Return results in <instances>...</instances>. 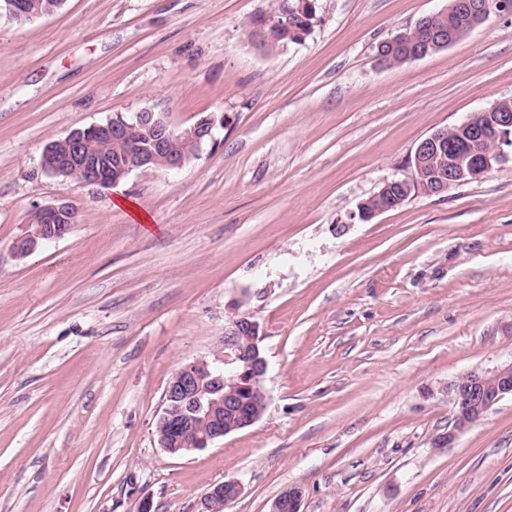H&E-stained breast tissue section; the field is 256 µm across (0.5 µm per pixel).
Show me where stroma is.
<instances>
[{"instance_id": "obj_1", "label": "stroma", "mask_w": 512, "mask_h": 512, "mask_svg": "<svg viewBox=\"0 0 512 512\" xmlns=\"http://www.w3.org/2000/svg\"><path fill=\"white\" fill-rule=\"evenodd\" d=\"M276 0H64L0 15V512H512V397L450 447L448 384L512 361V160L368 222L425 137L512 98V14L389 67L378 43L448 0H318L267 55ZM151 111L223 118L216 144L115 185L43 173L72 130ZM58 241L11 254L37 207ZM265 332L267 406L183 456L158 445L164 389L232 324ZM25 5V11L34 18L49 15L58 10L61 5L60 2L63 0H23ZM22 5L17 3L11 8V18L18 20H26L28 14L21 9ZM34 18H30L33 20ZM29 20V21H30ZM288 14L276 17L277 10L285 5L280 2L272 11L260 12L264 14L265 22L250 23L248 34L250 41L259 49L265 50L262 44L269 40L270 31H273V39L266 45V51L280 50L292 44H301L311 34L317 19L316 0H287ZM254 15V16H256ZM253 16V17H254ZM252 17V18H253ZM35 214L39 224H29L27 231L12 245V251L18 258L27 256L43 242L64 238L73 224H78L80 217L79 208L70 202L40 206ZM242 493V486L238 481L228 480L213 486L203 498L202 512H222L224 507L236 501Z\"/></svg>"}]
</instances>
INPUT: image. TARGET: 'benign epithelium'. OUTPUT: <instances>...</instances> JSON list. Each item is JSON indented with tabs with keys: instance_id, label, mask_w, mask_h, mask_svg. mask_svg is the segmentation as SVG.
Listing matches in <instances>:
<instances>
[{
	"instance_id": "obj_1",
	"label": "benign epithelium",
	"mask_w": 512,
	"mask_h": 512,
	"mask_svg": "<svg viewBox=\"0 0 512 512\" xmlns=\"http://www.w3.org/2000/svg\"><path fill=\"white\" fill-rule=\"evenodd\" d=\"M458 7L479 21L492 13H509L512 3L508 0H459ZM265 22L250 24V41L257 47L268 42L270 31L278 24L277 10L264 12ZM484 124L477 127L469 119L453 127L462 142L455 145L459 159L452 161L447 173L434 175L432 188L416 175L413 168L402 178L384 182L383 189L395 183L412 182L416 192L440 195L452 185L476 178L509 156L512 148V113L483 112ZM123 117L112 119V124H95L85 129H76L50 142L43 151L42 167L51 168L54 176L64 177L69 169L78 166L85 174L86 181L106 185L117 183L132 171L152 164H163L170 170L183 168L199 155L203 144L215 140V130L224 125V119L206 116L189 127L179 128L150 111L136 113L133 123L142 127L154 137V148L145 154L132 147L116 165L102 164L95 156L84 151L86 138L101 130L120 132ZM494 131L490 150L483 160L464 165L467 158L466 146L470 142L484 139L487 130ZM193 143L195 151L189 155L171 156L166 143L173 135ZM445 134L434 132L424 138L416 147L415 155L435 150L444 141ZM39 223L28 225L27 231L18 237L12 251L23 258L41 243L65 237L71 227L79 222V208L70 202L40 206L35 210ZM265 333L260 324L249 315H243L233 323L228 336L224 337L223 356L212 361H196L178 369L169 380L163 395V404L158 422L165 431L157 437L164 452L181 456L194 450L209 447L216 440L252 426L260 415L244 409L246 396L265 395L264 380L268 361L262 342ZM512 396V362L492 370L467 372L448 383V400L452 404V421L448 431L433 440L432 447L445 448L452 445L470 426L478 422L495 404L506 396ZM203 416L211 423L210 431L200 434L195 430V420ZM242 493V486L235 480L213 486L203 498L202 512H223L224 507L236 501ZM302 491L291 487L273 502L271 512H301Z\"/></svg>"
}]
</instances>
